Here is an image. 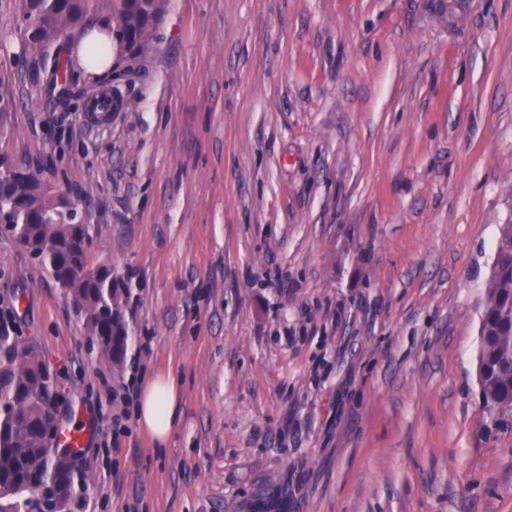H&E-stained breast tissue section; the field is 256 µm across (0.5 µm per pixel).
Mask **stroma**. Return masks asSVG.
<instances>
[{
    "label": "stroma",
    "instance_id": "35a3bbf8",
    "mask_svg": "<svg viewBox=\"0 0 512 512\" xmlns=\"http://www.w3.org/2000/svg\"><path fill=\"white\" fill-rule=\"evenodd\" d=\"M50 67L0 0V155L75 203L128 330L105 361L0 228V328L92 426L79 512H512L478 384L512 0H171L106 114L50 102ZM168 375L159 447L134 413Z\"/></svg>",
    "mask_w": 512,
    "mask_h": 512
}]
</instances>
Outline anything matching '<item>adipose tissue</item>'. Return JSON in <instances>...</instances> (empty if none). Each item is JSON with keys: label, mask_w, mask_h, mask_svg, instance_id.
I'll return each mask as SVG.
<instances>
[{"label": "adipose tissue", "mask_w": 512, "mask_h": 512, "mask_svg": "<svg viewBox=\"0 0 512 512\" xmlns=\"http://www.w3.org/2000/svg\"><path fill=\"white\" fill-rule=\"evenodd\" d=\"M179 410V390L174 378L158 377L141 392L137 416L142 430L157 443H166Z\"/></svg>", "instance_id": "obj_1"}]
</instances>
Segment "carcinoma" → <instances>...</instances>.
Returning <instances> with one entry per match:
<instances>
[{
	"label": "carcinoma",
	"mask_w": 512,
	"mask_h": 512,
	"mask_svg": "<svg viewBox=\"0 0 512 512\" xmlns=\"http://www.w3.org/2000/svg\"><path fill=\"white\" fill-rule=\"evenodd\" d=\"M169 0H20L32 50H56L53 86H71L65 40L89 18L106 14L120 57H140L157 37ZM0 224L71 295L84 312L103 358L117 363L128 341L122 299L112 266L90 268L74 205L50 193L35 171L0 159ZM480 322L479 385L484 407L497 423L512 417V224L501 227ZM59 391L39 348L0 333V512H74L72 457L50 447L56 435Z\"/></svg>",
	"instance_id": "carcinoma-1"
}]
</instances>
